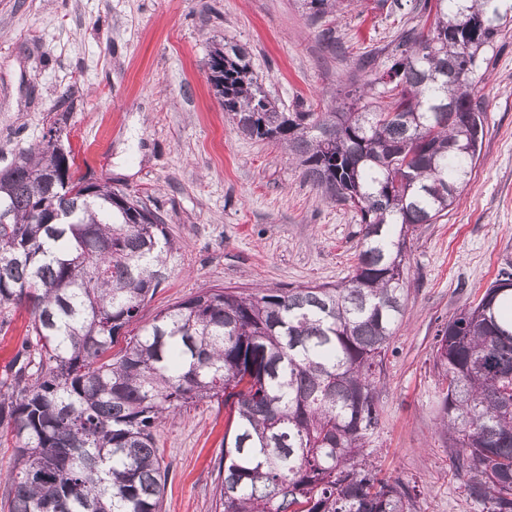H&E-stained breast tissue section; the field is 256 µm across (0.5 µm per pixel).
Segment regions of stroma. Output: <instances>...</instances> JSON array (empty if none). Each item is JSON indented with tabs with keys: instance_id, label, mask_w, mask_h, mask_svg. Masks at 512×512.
Returning <instances> with one entry per match:
<instances>
[{
	"instance_id": "obj_1",
	"label": "stroma",
	"mask_w": 512,
	"mask_h": 512,
	"mask_svg": "<svg viewBox=\"0 0 512 512\" xmlns=\"http://www.w3.org/2000/svg\"><path fill=\"white\" fill-rule=\"evenodd\" d=\"M419 16L375 0L312 23L299 0H0V167L60 128L77 163L161 215L179 250L141 312L200 289L301 288L347 280L356 210L326 200L284 151L235 128L208 80L212 44L245 45L281 111L335 107L383 67ZM485 108L470 183L409 243L402 322L383 362L373 461L418 483V512H474L449 471L438 429L434 337L512 262V24L474 77ZM30 314H0V382L10 379ZM227 413L191 405L156 439L170 468L162 512H214Z\"/></svg>"
}]
</instances>
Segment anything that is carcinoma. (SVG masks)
Returning <instances> with one entry per match:
<instances>
[{"label":"carcinoma","mask_w":512,"mask_h":512,"mask_svg":"<svg viewBox=\"0 0 512 512\" xmlns=\"http://www.w3.org/2000/svg\"><path fill=\"white\" fill-rule=\"evenodd\" d=\"M344 0H303L313 18ZM428 13L393 62L327 112H283L247 49L209 55V81L244 136L273 142L328 199L360 213L341 285L206 288L130 334L177 253L163 219L40 143L0 169V313L26 307L31 340L0 383L11 434L9 512H161L154 431L187 405L230 410L214 512H416V486L378 477L383 361L403 316L410 233L434 224L480 158L471 76L512 0H394ZM474 38L463 31L474 19ZM125 346L114 350L119 337ZM439 426L476 512H512V291L488 287L437 330Z\"/></svg>","instance_id":"cac0c4a2"}]
</instances>
